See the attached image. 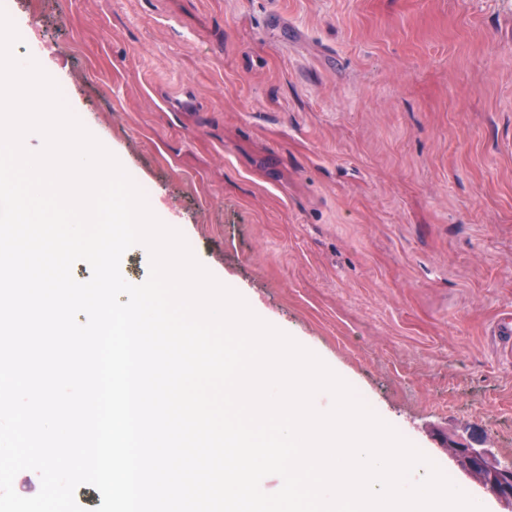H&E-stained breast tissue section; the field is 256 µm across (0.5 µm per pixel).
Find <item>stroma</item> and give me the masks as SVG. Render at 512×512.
Returning <instances> with one entry per match:
<instances>
[{
    "label": "stroma",
    "instance_id": "1",
    "mask_svg": "<svg viewBox=\"0 0 512 512\" xmlns=\"http://www.w3.org/2000/svg\"><path fill=\"white\" fill-rule=\"evenodd\" d=\"M195 258L465 487L512 464V0H0ZM443 448L448 457L469 477L510 504L512 511V467L500 466L493 448L473 446L462 436H449Z\"/></svg>",
    "mask_w": 512,
    "mask_h": 512
}]
</instances>
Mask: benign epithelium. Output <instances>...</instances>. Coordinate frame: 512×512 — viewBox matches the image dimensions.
Returning a JSON list of instances; mask_svg holds the SVG:
<instances>
[{"label": "benign epithelium", "mask_w": 512, "mask_h": 512, "mask_svg": "<svg viewBox=\"0 0 512 512\" xmlns=\"http://www.w3.org/2000/svg\"><path fill=\"white\" fill-rule=\"evenodd\" d=\"M445 451L467 476L512 505V467L500 466L493 448L476 447L461 436H450Z\"/></svg>", "instance_id": "benign-epithelium-1"}]
</instances>
